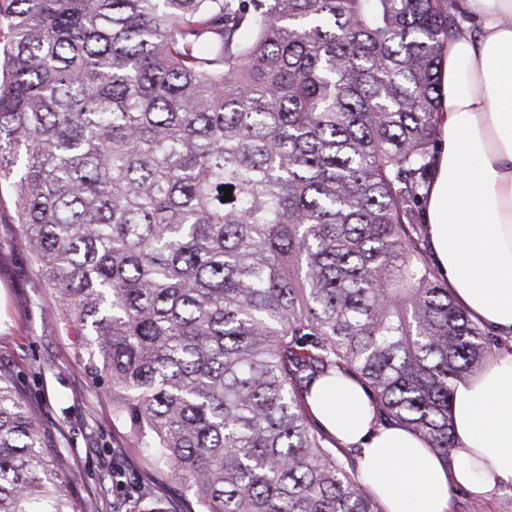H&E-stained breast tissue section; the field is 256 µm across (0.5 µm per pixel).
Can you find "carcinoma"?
I'll use <instances>...</instances> for the list:
<instances>
[{
  "label": "carcinoma",
  "instance_id": "obj_1",
  "mask_svg": "<svg viewBox=\"0 0 512 512\" xmlns=\"http://www.w3.org/2000/svg\"><path fill=\"white\" fill-rule=\"evenodd\" d=\"M454 0H9L0 179L77 356L186 512H382L307 405L342 372L454 448L497 340L421 216ZM232 187L231 200L222 201ZM0 371V512H86Z\"/></svg>",
  "mask_w": 512,
  "mask_h": 512
}]
</instances>
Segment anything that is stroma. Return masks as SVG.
<instances>
[{"mask_svg":"<svg viewBox=\"0 0 512 512\" xmlns=\"http://www.w3.org/2000/svg\"><path fill=\"white\" fill-rule=\"evenodd\" d=\"M0 370L12 374L80 471L75 493L90 512H150L154 495L186 506L184 486L147 479L127 429L112 422L109 399L82 371L76 335L60 320L25 246L7 180L0 182Z\"/></svg>","mask_w":512,"mask_h":512,"instance_id":"35a3bbf8","label":"stroma"}]
</instances>
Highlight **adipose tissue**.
<instances>
[{"label":"adipose tissue","instance_id":"obj_1","mask_svg":"<svg viewBox=\"0 0 512 512\" xmlns=\"http://www.w3.org/2000/svg\"><path fill=\"white\" fill-rule=\"evenodd\" d=\"M463 9L480 30L444 49L440 141L424 219L434 262L457 302L473 320L510 336L512 0H463ZM308 408L338 442L361 446V473L384 512H449L453 488L483 498L512 487V352H494L457 386L455 449L446 460L404 429H373L372 400L344 374L320 379Z\"/></svg>","mask_w":512,"mask_h":512}]
</instances>
